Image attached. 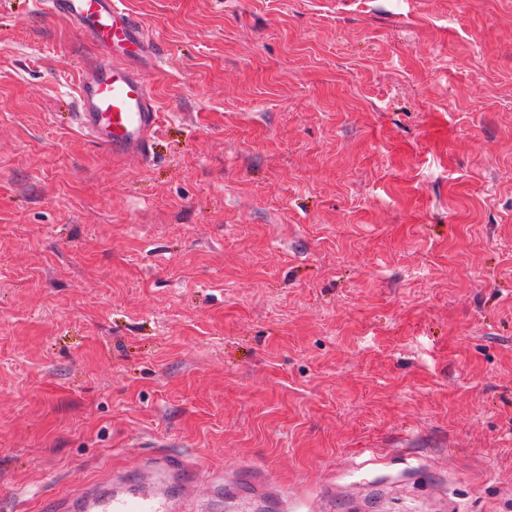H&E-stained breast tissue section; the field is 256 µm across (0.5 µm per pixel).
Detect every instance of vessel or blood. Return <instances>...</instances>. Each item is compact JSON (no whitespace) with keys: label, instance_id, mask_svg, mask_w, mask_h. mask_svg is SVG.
<instances>
[{"label":"vessel or blood","instance_id":"vessel-or-blood-1","mask_svg":"<svg viewBox=\"0 0 512 512\" xmlns=\"http://www.w3.org/2000/svg\"><path fill=\"white\" fill-rule=\"evenodd\" d=\"M33 10L67 19L98 50L76 84L78 126L113 158H147L162 122L149 80L138 69L151 44L123 0H29ZM200 465L156 451L136 479L122 472L81 482L55 496L53 512H199Z\"/></svg>","mask_w":512,"mask_h":512}]
</instances>
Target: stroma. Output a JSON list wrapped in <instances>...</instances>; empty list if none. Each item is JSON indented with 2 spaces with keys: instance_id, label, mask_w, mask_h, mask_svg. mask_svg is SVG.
<instances>
[{
  "instance_id": "1",
  "label": "stroma",
  "mask_w": 512,
  "mask_h": 512,
  "mask_svg": "<svg viewBox=\"0 0 512 512\" xmlns=\"http://www.w3.org/2000/svg\"><path fill=\"white\" fill-rule=\"evenodd\" d=\"M125 6L144 160L0 0V512L159 448L203 501L512 512V0Z\"/></svg>"
}]
</instances>
